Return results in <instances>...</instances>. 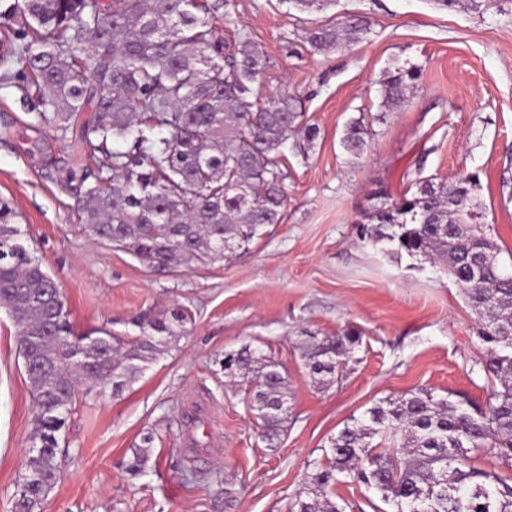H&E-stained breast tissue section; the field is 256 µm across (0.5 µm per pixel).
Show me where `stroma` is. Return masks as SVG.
<instances>
[{"label": "stroma", "instance_id": "stroma-1", "mask_svg": "<svg viewBox=\"0 0 512 512\" xmlns=\"http://www.w3.org/2000/svg\"><path fill=\"white\" fill-rule=\"evenodd\" d=\"M224 31L262 48L264 89L301 99L318 136L289 139L280 223L221 261L155 269L90 236L58 182L70 148L36 131L35 108L0 84V201L18 214L30 249L58 283L76 333L137 335L136 321L179 309L180 336L120 395L79 392L60 433L65 478L43 512H288L310 465L351 417L419 386L478 402L493 388L483 369L480 321L442 265L392 257L360 242L384 198L415 177L478 174L486 235L512 270V0H337L318 13L281 0H235ZM354 14L366 39L329 52L306 42L312 26ZM423 76L402 109L383 112L381 81L392 60ZM363 118L360 156L341 138ZM355 329L361 343L341 381L315 384L302 334ZM18 329L0 308V512H11L33 429L31 387ZM260 347L289 379L287 430L269 447L242 379L225 375L226 351ZM153 434L139 475L126 464Z\"/></svg>", "mask_w": 512, "mask_h": 512}]
</instances>
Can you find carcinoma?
<instances>
[{
  "instance_id": "1",
  "label": "carcinoma",
  "mask_w": 512,
  "mask_h": 512,
  "mask_svg": "<svg viewBox=\"0 0 512 512\" xmlns=\"http://www.w3.org/2000/svg\"><path fill=\"white\" fill-rule=\"evenodd\" d=\"M234 0H0V26L12 37L0 49V80L17 84L40 106L34 127L91 151L93 166L69 168L61 188L94 236L149 266L220 260L281 222L286 201L282 147L316 128L302 123V102L286 91L260 95L264 52L239 35L224 39ZM369 22L356 15L310 29L316 50L363 41ZM422 76L395 62L381 90L388 111L410 101ZM91 109L90 117L82 115ZM367 126L352 121L341 143L354 156ZM468 173L384 201L372 223L357 227L362 242L442 262L483 321L485 374L494 385L484 403L420 387L387 398L353 417L330 438L326 461L313 463L289 512H344L332 498L340 478L373 490L393 512H512V484L474 467L470 453L490 448L512 467V271L499 264L483 232L486 207ZM16 213L0 202V306L19 328V355L33 395L32 478L13 512H41L61 480L58 434L81 387L112 385L166 350L186 322L176 309L136 323L125 340L105 329L78 334L57 282L33 256ZM360 344L348 329L309 334L303 358L322 386L338 382ZM252 384V410L263 438L276 444L288 421V377L259 348L245 345L223 364ZM400 438L396 448L373 441ZM150 434L133 449L129 471H143Z\"/></svg>"
}]
</instances>
